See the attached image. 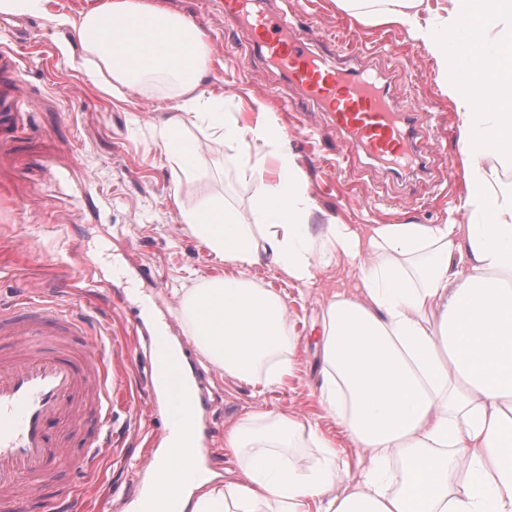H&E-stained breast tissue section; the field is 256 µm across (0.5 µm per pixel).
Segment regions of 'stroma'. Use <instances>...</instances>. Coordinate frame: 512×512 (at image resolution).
<instances>
[{
	"mask_svg": "<svg viewBox=\"0 0 512 512\" xmlns=\"http://www.w3.org/2000/svg\"><path fill=\"white\" fill-rule=\"evenodd\" d=\"M92 0H50L47 14L0 15V49L14 53L16 65L0 71V95L23 82L33 104L18 111L16 137L0 141V296L10 297L33 283L79 281L70 302L98 326L107 327L120 352L112 360V383L128 399L112 415L114 445L104 459L99 487L89 492L87 512H125L133 498L131 463L154 452L160 442L161 401L147 385L148 368L133 355L139 342L131 318L141 316L139 296L149 297L162 322L179 321L184 289L224 274L216 259L180 222V211L221 196L248 213L257 183L235 161L223 172L204 169L176 180L159 147V129L174 102L162 88L101 93L79 69L80 50L70 28L51 22L54 14L78 16ZM173 11L194 19L208 34L209 72L204 90L230 99L255 98L276 112L287 148L296 155L317 210L316 223L330 216L346 224H438L462 221L463 179L453 165L457 128L454 109L439 88L422 46L394 28L368 24V41L352 55L353 67L389 74L396 106L429 113L420 138L431 166L426 176L392 174L363 158L336 165L344 143L326 113L301 106L298 94L276 69L251 57L246 31L228 21L217 5L203 0H165ZM297 22L309 23L317 37L348 42L349 19L335 0H289ZM26 22L30 37L15 43L12 30ZM96 268L85 281L79 266ZM151 268L142 280L139 266ZM254 281L280 293L296 345L293 372L282 383L242 382L214 369L196 368L209 404L202 410L205 452L217 479L236 464L224 452V432L247 412L276 407L335 437L337 463L350 473L361 468L359 451L320 407L316 390L321 368L318 345L323 303L336 293L353 294L355 262L340 258L320 267L312 286L297 289L263 266ZM109 288L125 295L124 306L92 301Z\"/></svg>",
	"mask_w": 512,
	"mask_h": 512,
	"instance_id": "1",
	"label": "stroma"
}]
</instances>
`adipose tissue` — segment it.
<instances>
[{
	"mask_svg": "<svg viewBox=\"0 0 512 512\" xmlns=\"http://www.w3.org/2000/svg\"><path fill=\"white\" fill-rule=\"evenodd\" d=\"M354 21L374 18L421 44L451 101L465 222L376 224L368 235L338 219L312 225L313 203L274 112L224 109L201 85L209 65L202 27L163 0H94L71 27L95 86L160 85L176 111L160 132L174 175L224 166L188 124L234 151L258 177L249 213L222 199L181 212L186 228L230 274L185 292L180 312L201 366L238 380L281 382L295 339L288 305L245 275L268 263L310 286L318 268L356 262L359 294L334 295L321 323L320 406L359 448L351 475L314 426L274 409L238 419L224 447L242 475L186 482L190 460L164 439L134 512H512V0H336ZM473 37L450 38L462 20ZM475 95L459 92L461 58ZM316 456L305 455L307 447Z\"/></svg>",
	"mask_w": 512,
	"mask_h": 512,
	"instance_id": "adipose-tissue-1",
	"label": "adipose tissue"
}]
</instances>
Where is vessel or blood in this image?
Wrapping results in <instances>:
<instances>
[{"label": "vessel or blood", "mask_w": 512, "mask_h": 512, "mask_svg": "<svg viewBox=\"0 0 512 512\" xmlns=\"http://www.w3.org/2000/svg\"><path fill=\"white\" fill-rule=\"evenodd\" d=\"M227 20L243 25L253 57L281 69L302 103L326 112L344 141L390 171L424 166L416 143L419 112H397L379 76L336 63L328 50L317 51L307 29L294 26L268 0H222ZM11 337L9 353H0V512H20L26 498L42 492L57 465L91 482L112 440L111 359L100 328L85 313L39 287L0 304V337ZM188 367L166 358L156 346L150 376L166 374L164 431L190 433L186 410L203 404L200 391L188 390ZM67 421L85 429V449L75 455ZM53 512H84L80 485L51 500Z\"/></svg>", "instance_id": "b4317fda"}]
</instances>
